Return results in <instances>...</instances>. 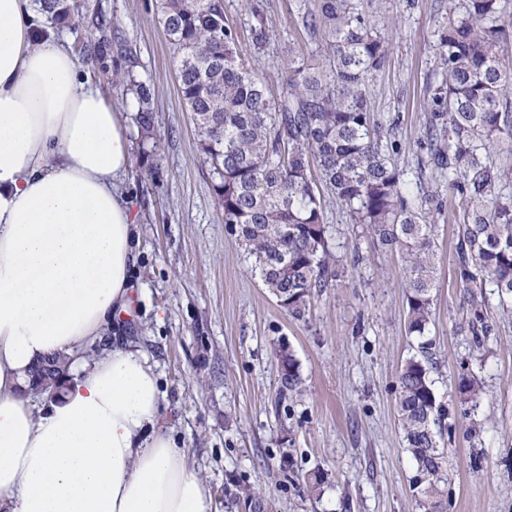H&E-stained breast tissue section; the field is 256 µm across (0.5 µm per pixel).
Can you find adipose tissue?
<instances>
[{
	"instance_id": "adipose-tissue-1",
	"label": "adipose tissue",
	"mask_w": 512,
	"mask_h": 512,
	"mask_svg": "<svg viewBox=\"0 0 512 512\" xmlns=\"http://www.w3.org/2000/svg\"><path fill=\"white\" fill-rule=\"evenodd\" d=\"M37 17L0 0V512H206L140 351L81 362L44 412L25 389L128 310L137 242L122 115Z\"/></svg>"
}]
</instances>
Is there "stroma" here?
Returning a JSON list of instances; mask_svg holds the SVG:
<instances>
[{"label":"stroma","mask_w":512,"mask_h":512,"mask_svg":"<svg viewBox=\"0 0 512 512\" xmlns=\"http://www.w3.org/2000/svg\"><path fill=\"white\" fill-rule=\"evenodd\" d=\"M86 2L112 20L107 67L89 74L125 118L133 147L125 191L138 244L132 304L116 329L83 345L82 359L104 357L116 339L145 353L157 376L160 426L203 481L207 512H229L224 490L234 481L252 486L267 512H422L395 402L399 370L419 344L405 327L399 256L374 247L334 199H325L337 275L304 319L292 318L224 222L178 93L159 0ZM294 4L224 0L227 20L244 37L253 6L265 11L273 36L254 66L273 96L282 86L280 43L305 42L290 18ZM375 7L389 54L367 87L373 116L400 147L394 162L442 202L434 214L438 275L426 333L436 360L431 376L448 409L452 470L442 512H512V306L484 292L488 332L473 335L470 291L457 268L460 208L439 172L421 163L427 103L442 79L436 47L448 2L377 0ZM129 67L153 86L155 138L143 137L132 96L106 77ZM281 342L304 382L301 395L285 400L273 353ZM463 374L477 380L481 399L460 400ZM317 469L326 483L314 496L305 477Z\"/></svg>","instance_id":"obj_1"}]
</instances>
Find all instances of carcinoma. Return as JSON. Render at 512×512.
<instances>
[{"mask_svg":"<svg viewBox=\"0 0 512 512\" xmlns=\"http://www.w3.org/2000/svg\"><path fill=\"white\" fill-rule=\"evenodd\" d=\"M75 0H42L40 11L65 23ZM161 20L178 62L179 93L193 114L212 188L252 260L264 287L295 318L305 315L314 291L335 276L328 249L323 197L331 196L350 223L366 227L377 247L397 253L405 268L408 334L423 337L433 317L441 202L411 188L406 171L391 162L398 145L375 122L366 87L384 67L388 46L379 22L362 0H320L297 7L293 22L311 49L288 42L281 51L283 87L267 92L265 79L243 53L224 0H160ZM448 24L439 34L441 83L428 104L421 149L461 199L458 269L467 285L490 287L512 300V166L494 149L512 153V60L501 46L512 35L503 0H448ZM250 38L264 51L272 30L263 10H252ZM108 39L81 46L104 65ZM118 81L133 94L137 123L155 126L151 87L124 72ZM432 343L400 370L396 407L418 484L413 491L428 512H440L448 484V454L440 448L448 413L430 377ZM284 396L302 392L288 346L277 351ZM55 375L35 384L47 394L61 386L70 357H53ZM238 508L261 506L252 487L231 483Z\"/></svg>","mask_w":512,"mask_h":512,"instance_id":"1","label":"carcinoma"}]
</instances>
